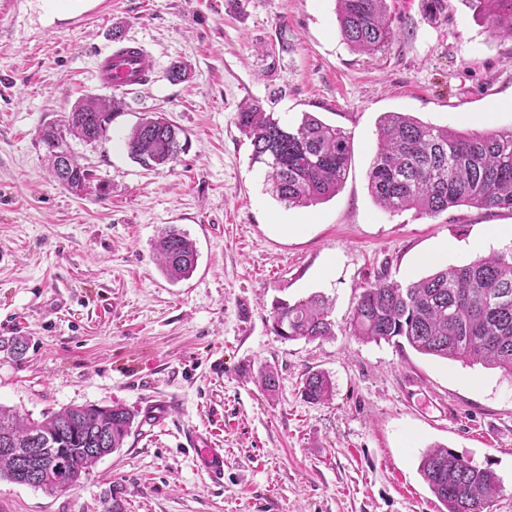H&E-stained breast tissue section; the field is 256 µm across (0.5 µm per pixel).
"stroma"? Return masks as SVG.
<instances>
[{"mask_svg": "<svg viewBox=\"0 0 512 512\" xmlns=\"http://www.w3.org/2000/svg\"><path fill=\"white\" fill-rule=\"evenodd\" d=\"M388 0L397 35L381 53L343 41L335 0H0V405L31 419L119 403L136 415L123 448L79 486L49 492L0 478V512H439L419 464L447 447L491 468L512 512V383L499 371L365 343L346 324L381 272L409 282L512 246V211L459 206L390 214L367 190L380 117L405 112L460 132L512 127V39L493 37L471 0ZM138 42L145 84L113 89L94 74L115 38ZM191 67L171 82V62ZM126 107L105 140H71L110 187L76 195L49 172L43 126L86 95ZM275 99L351 137L335 197L291 208L265 190L234 123L240 103ZM146 112L189 147L148 171L124 138ZM195 242L193 274L161 272L168 226ZM436 256L420 264L422 254ZM319 292L333 338L287 340L272 303ZM279 376L275 398L256 384ZM333 398L311 404L309 372ZM168 403L161 423L146 408ZM224 450V482L201 474L188 429ZM334 393L331 377L323 371L309 372L303 381L302 395L313 404L330 400Z\"/></svg>", "mask_w": 512, "mask_h": 512, "instance_id": "obj_1", "label": "stroma"}]
</instances>
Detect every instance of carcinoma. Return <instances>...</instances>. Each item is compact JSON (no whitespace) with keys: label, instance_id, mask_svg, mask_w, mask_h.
<instances>
[{"label":"carcinoma","instance_id":"obj_1","mask_svg":"<svg viewBox=\"0 0 512 512\" xmlns=\"http://www.w3.org/2000/svg\"><path fill=\"white\" fill-rule=\"evenodd\" d=\"M474 2L495 36L512 39V0ZM336 4L339 31L351 49L375 54L396 37L387 0ZM120 113L119 102L87 96L62 123L41 129L40 142L48 148L56 181L66 180L71 190L93 181L92 171L72 156L65 176H60L57 153L69 151V137L90 144L105 139ZM235 125L250 142L252 163L265 168L269 191L278 201L306 208L342 188L351 160L345 130L311 112L290 123L258 101L239 107ZM377 140L367 188L385 210L427 216L462 205L512 210V128L454 132L403 112H386L378 123ZM125 143L131 158L149 171L173 166L187 146L181 129L156 112L143 114ZM154 251L168 280L193 273L196 246L179 229L162 232ZM272 310V329L284 339L311 342L335 335L330 304L321 294L294 302L277 300ZM349 331L363 342L399 347L405 342L422 355L497 369L512 381V248L438 269L414 282L402 283L387 273L377 276L359 295ZM333 393L331 377L323 371L310 372L303 381L302 395L310 403L328 401ZM134 419L119 403L107 413L92 405L71 406L40 420L0 406V477L39 488L40 471L49 469L74 487L99 460L90 443L99 425L108 424L104 447L115 452L124 446ZM31 437L54 452L36 461L7 452L28 447ZM419 469L445 512H493L502 493L493 471L444 446L429 448Z\"/></svg>","mask_w":512,"mask_h":512}]
</instances>
